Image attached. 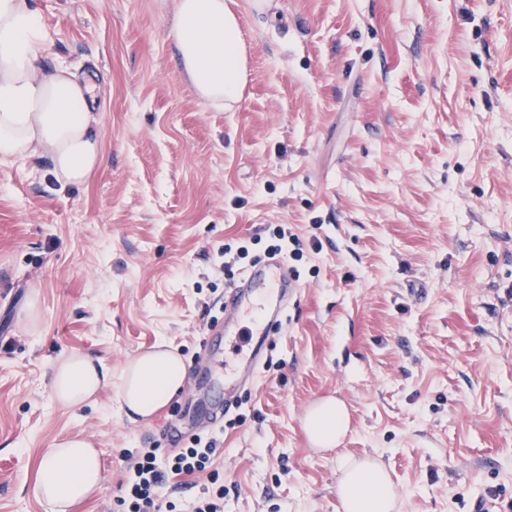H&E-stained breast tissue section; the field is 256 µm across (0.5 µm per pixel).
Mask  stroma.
Masks as SVG:
<instances>
[{
    "mask_svg": "<svg viewBox=\"0 0 512 512\" xmlns=\"http://www.w3.org/2000/svg\"><path fill=\"white\" fill-rule=\"evenodd\" d=\"M247 47L232 107L202 101L175 0H35L49 61L93 88L104 162L61 186L0 162V512L82 435L106 480L76 512H123L124 460L214 441L224 512H344L339 461L388 473L393 512H512V0H227ZM303 254L288 319L238 407L224 402V252ZM37 301L39 317L27 308ZM164 344L184 393L130 422L127 362ZM112 384L68 407L54 364ZM333 397V448L304 429ZM109 378L108 367L99 359L87 354H72L54 370L53 396L65 405H88L106 387ZM347 425V410L344 404L335 398H327L316 404L304 422L312 443L319 448L335 447Z\"/></svg>",
    "mask_w": 512,
    "mask_h": 512,
    "instance_id": "35a3bbf8",
    "label": "stroma"
}]
</instances>
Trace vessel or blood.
I'll list each match as a JSON object with an SVG mask.
<instances>
[{
	"label": "vessel or blood",
	"mask_w": 512,
	"mask_h": 512,
	"mask_svg": "<svg viewBox=\"0 0 512 512\" xmlns=\"http://www.w3.org/2000/svg\"><path fill=\"white\" fill-rule=\"evenodd\" d=\"M295 289L287 265L278 259L259 263L240 285L229 289L224 305L231 316L224 322V342L232 347L236 361L224 368L225 385H235L242 368H255L261 361L266 340L279 330Z\"/></svg>",
	"instance_id": "vessel-or-blood-1"
}]
</instances>
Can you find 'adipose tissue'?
<instances>
[{"mask_svg": "<svg viewBox=\"0 0 512 512\" xmlns=\"http://www.w3.org/2000/svg\"><path fill=\"white\" fill-rule=\"evenodd\" d=\"M173 38L203 101L239 100L247 56L238 19L224 0H175ZM46 55L44 19L32 0H0V160L45 157L61 185L78 184L104 160L91 89L68 70L48 66ZM186 377L184 360L164 348L133 357L119 391L128 420H146L169 405ZM109 378L102 361L76 353L55 368L53 396L65 405H87ZM347 425V410L334 398L316 404L304 422L321 448L335 447ZM341 471L337 494L345 512H392L395 492L382 467L345 459ZM104 481L96 449L75 437L48 450L34 494L50 512H74Z\"/></svg>", "mask_w": 512, "mask_h": 512, "instance_id": "ef3b65f1", "label": "adipose tissue"}]
</instances>
